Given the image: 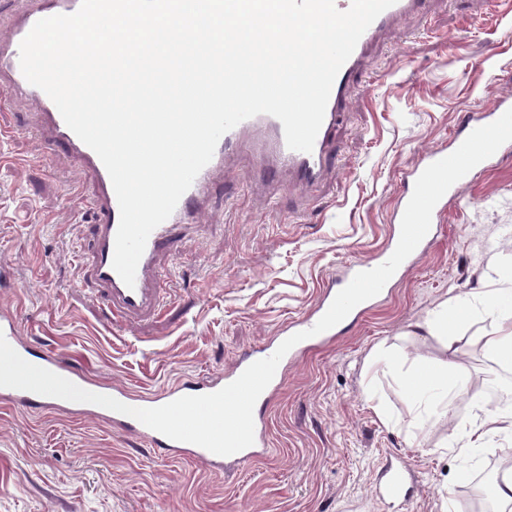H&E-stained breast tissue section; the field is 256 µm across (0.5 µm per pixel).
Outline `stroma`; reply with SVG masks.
<instances>
[{
  "label": "stroma",
  "mask_w": 512,
  "mask_h": 512,
  "mask_svg": "<svg viewBox=\"0 0 512 512\" xmlns=\"http://www.w3.org/2000/svg\"><path fill=\"white\" fill-rule=\"evenodd\" d=\"M505 93L512 0H427L372 48L338 117L324 180L310 187L265 175L245 151L225 160L203 223L160 258L159 315L121 331L83 278L94 215L67 204L74 189L92 200L93 185L64 150L45 157L33 113L16 100L0 108V125L14 132V159L0 163V264L14 277L0 287V307L18 313L31 364L49 348L96 385L124 383L140 397L222 373L305 317L348 261L380 255L404 169L423 148L464 135L462 110ZM463 193L466 203L449 206L428 253L382 302L289 366L263 410L269 454L221 476L101 419L0 404V512H388L370 489L396 457L416 478L398 512H493L477 497L480 477L512 435L473 457L457 443L477 420L475 402L497 404L495 389L512 388V365L498 364L481 338L486 320L464 327L455 356L467 394L414 428L403 424L409 401L372 364L382 348L406 368L443 358L410 325L490 287L491 276L512 277V153ZM377 400L389 421L376 415Z\"/></svg>",
  "instance_id": "obj_1"
}]
</instances>
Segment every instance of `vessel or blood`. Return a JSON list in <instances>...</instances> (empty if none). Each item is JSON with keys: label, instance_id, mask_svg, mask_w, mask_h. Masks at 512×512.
Segmentation results:
<instances>
[{"label": "vessel or blood", "instance_id": "obj_1", "mask_svg": "<svg viewBox=\"0 0 512 512\" xmlns=\"http://www.w3.org/2000/svg\"><path fill=\"white\" fill-rule=\"evenodd\" d=\"M424 0H396L367 28L358 41L352 55L339 71L333 84L324 120L312 152L304 153L288 148L281 122L268 114L247 119L225 133L219 140L212 160L202 169L189 190L181 197L172 215L150 234L136 271L134 287H127L112 267L115 237L120 221L117 198L109 174L97 154L84 144L66 125L61 114L47 94L31 85L24 77L19 62V46L33 25L40 19L59 14L75 13L81 0H27L24 7L14 13V20L6 33L0 34V94L22 97L33 113L39 116L47 134V150L64 147L70 157L83 169L95 187L90 205L73 200L76 212L91 208L98 217L94 230V252L85 267V278L99 288L108 306L121 320L146 319L153 316L159 306V285L155 264L159 255L171 250L184 236L189 225L198 223L209 198L213 173L223 168L224 159L243 150L257 153L266 173L288 171L294 177L310 185L318 184L324 177L326 161L331 151V135L337 117L344 107L353 77L363 69L371 47L381 35L400 18L416 14ZM512 108V98L503 96L478 114L468 115L465 125L473 130L497 120ZM383 262L382 257L350 261L340 273L337 284L328 288L312 312L299 321L288 323L282 336L274 337L266 346L262 357L271 356L283 335H292L312 328L327 311L339 288L345 287L355 274L373 269ZM0 333L17 351L24 352L21 326L14 312L0 313ZM254 361L253 356L238 358L224 373L193 381L175 384L164 393L150 397L151 406L167 404L187 395H203L218 391L237 379ZM0 397L13 405L24 406L40 401L56 408L66 407V400L42 397L29 391L0 387ZM107 419L122 431L147 439L168 453L199 462L215 473L251 461L268 453L266 423L255 419L253 444L233 455L219 456L198 445L169 439L145 426L137 419L115 411H107ZM409 485V472L402 464H390L375 486V494L381 498L400 500L405 498Z\"/></svg>", "mask_w": 512, "mask_h": 512}]
</instances>
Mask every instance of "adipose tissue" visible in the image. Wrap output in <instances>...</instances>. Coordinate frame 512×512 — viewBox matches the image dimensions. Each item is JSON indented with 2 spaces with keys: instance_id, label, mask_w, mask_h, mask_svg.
Segmentation results:
<instances>
[{
  "instance_id": "adipose-tissue-1",
  "label": "adipose tissue",
  "mask_w": 512,
  "mask_h": 512,
  "mask_svg": "<svg viewBox=\"0 0 512 512\" xmlns=\"http://www.w3.org/2000/svg\"><path fill=\"white\" fill-rule=\"evenodd\" d=\"M512 297V281H499L497 287L473 293L467 305L456 311L440 307L434 317L417 323V331L434 339L443 348L446 357L435 363L422 364L407 373H400L399 367L387 350H379L377 360L396 373L402 390L412 402V421H419L426 408L434 399L447 397L449 392L464 391L463 367L453 362L461 342L458 332L460 325L474 312H482L491 320L489 330L483 339L495 358L503 364L512 363V307L505 301ZM512 433V405L486 411L481 426L465 431L464 449L474 450L486 447L491 435Z\"/></svg>"
}]
</instances>
